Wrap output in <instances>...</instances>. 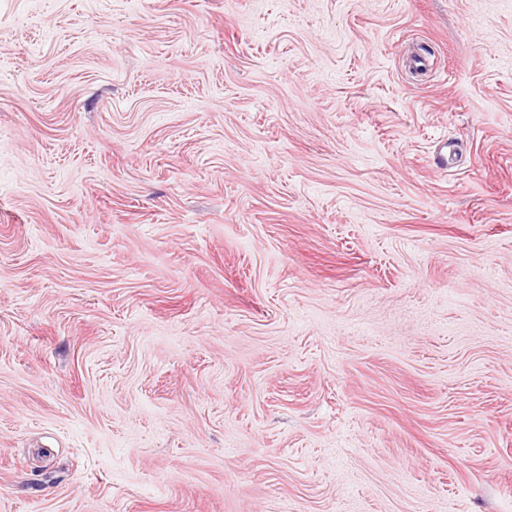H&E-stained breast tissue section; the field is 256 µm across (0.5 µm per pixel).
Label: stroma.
Segmentation results:
<instances>
[{"label": "stroma", "instance_id": "1", "mask_svg": "<svg viewBox=\"0 0 512 512\" xmlns=\"http://www.w3.org/2000/svg\"><path fill=\"white\" fill-rule=\"evenodd\" d=\"M0 512H512V0H0Z\"/></svg>", "mask_w": 512, "mask_h": 512}]
</instances>
